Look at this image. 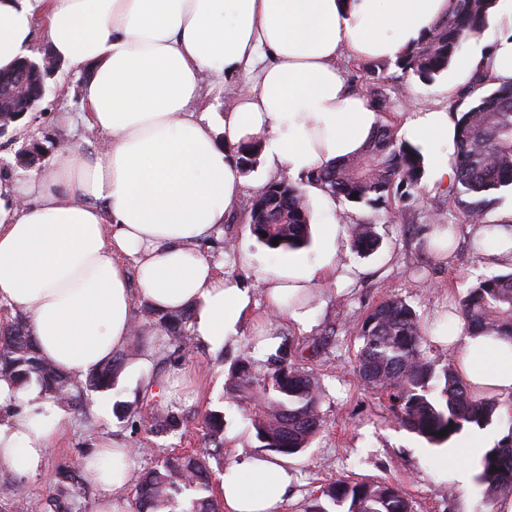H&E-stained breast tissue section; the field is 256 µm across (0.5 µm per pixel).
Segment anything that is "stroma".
<instances>
[{"instance_id": "1", "label": "stroma", "mask_w": 512, "mask_h": 512, "mask_svg": "<svg viewBox=\"0 0 512 512\" xmlns=\"http://www.w3.org/2000/svg\"><path fill=\"white\" fill-rule=\"evenodd\" d=\"M82 72L57 65L46 80V92L36 108L10 124L0 135V173L26 183L32 168L45 169L62 148L75 147L87 153L103 151L106 137L89 129L83 118L80 87ZM237 78L213 79L198 106L208 113L215 131H222L225 112L239 88ZM376 86L385 96L395 120L425 109L449 110L467 92L455 84L452 73L430 82L402 74L389 65L379 71ZM38 146L36 166L24 165L21 155ZM449 182L425 169L417 186L399 206L369 207L341 199H324L307 191L312 223L331 221L347 225L357 221L373 224L381 241L377 250H357L349 237H342L337 262L347 281L320 287L313 302L314 324L304 331L288 325L275 330L293 350L318 345L317 355L305 368L318 381L322 398V426L310 447L287 456L294 482L283 512H307L327 484L339 480L379 481L399 488L409 498L414 512H493L478 481L479 465H472L468 481H460L454 467L441 456L454 452L474 433L464 428L440 445L408 432L398 425L387 400L365 387L355 372L361 345L356 327L375 303L398 297L418 314L422 327L445 324L449 304L455 303L479 279L507 273V266L489 261L472 247L475 227L448 199ZM454 225L457 247L447 260L437 259L423 244L430 225ZM252 255L251 268L241 267L242 252ZM203 252L218 266L220 274L239 278L261 299L257 276L286 261L288 251L272 250L252 235L241 218L227 219ZM134 320L141 329L123 353V364L107 391H92L84 411L64 407L68 431L51 449L42 468L19 478V494L0 497V512H47L46 501L56 492L60 467H80L101 441L116 439L129 450L134 476H141L167 454H186L203 442L206 413L224 415V454L211 461L215 479H222L238 450L256 452L260 443L248 416L229 399L225 390L230 371L241 357H249L255 374L267 372L272 353L257 347L259 329L254 322L240 326L231 341L216 349L189 340L180 350L168 337L158 334L144 305H136ZM156 348L148 364H139L141 350ZM176 415L181 427L175 432H155L161 417Z\"/></svg>"}]
</instances>
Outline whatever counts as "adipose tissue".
Masks as SVG:
<instances>
[{
	"mask_svg": "<svg viewBox=\"0 0 512 512\" xmlns=\"http://www.w3.org/2000/svg\"><path fill=\"white\" fill-rule=\"evenodd\" d=\"M448 11V0H0V70L27 56L44 19L53 56L89 69L81 94L90 129L107 134L103 154L67 149L26 186L0 174V305L28 318L44 360L82 377L134 335L135 303L157 313L192 310L195 339L217 348L247 319L309 328L318 286L340 280V227L323 224V250L264 272L266 300L217 273L200 250L236 211L246 177L232 153L256 141L271 172L302 175L360 154L380 118L349 86L343 57L393 62ZM266 60L256 79L255 56ZM459 83L483 75L512 81V0H496L481 38L453 60ZM242 76L224 139L197 104L205 75ZM439 178L455 172V126L428 109L403 122ZM437 343L466 385L512 412V338L465 332L459 317ZM23 410L0 421V473L35 474L68 428L36 389L0 381V404ZM127 448L104 444L89 462L102 512L129 485ZM287 463L238 452L220 483L224 512H281Z\"/></svg>",
	"mask_w": 512,
	"mask_h": 512,
	"instance_id": "adipose-tissue-1",
	"label": "adipose tissue"
}]
</instances>
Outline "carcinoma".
Returning <instances> with one entry per match:
<instances>
[{
	"instance_id": "obj_1",
	"label": "carcinoma",
	"mask_w": 512,
	"mask_h": 512,
	"mask_svg": "<svg viewBox=\"0 0 512 512\" xmlns=\"http://www.w3.org/2000/svg\"><path fill=\"white\" fill-rule=\"evenodd\" d=\"M448 16L435 23L418 44L406 50L395 66L409 77L430 82L448 71L461 41L480 34L488 22L489 9L496 0H448ZM380 62L362 65L365 92L378 112L387 108L385 100L372 95L371 80ZM46 86L42 70L25 58L8 73H0V87L15 93L0 101V107L22 111L30 106ZM478 78L469 88L470 101L460 99L451 105L456 119L455 177L450 194L465 209L472 224L493 227L487 215L497 203V194L512 190V84L490 90ZM254 142L236 148L235 158L243 170L257 163ZM424 174V157L419 148L401 139L397 128L380 123L368 147L358 156L329 169L312 171L301 183L274 179L243 204L253 234L268 248L299 250L310 243V211L301 185L309 184L323 193L355 204L377 206L404 197ZM357 199H352V196ZM266 236H261V233ZM278 244H273L274 239ZM353 245L374 250L379 244L374 227L367 223L351 225ZM460 313L467 328L484 336L512 337V272L479 280L461 301ZM153 316L158 331L186 345L193 313ZM363 344L356 357V372L369 388L386 396L397 423L430 444H440L467 425L482 428L497 410L494 400L470 390L452 363L436 369L427 359L426 336L415 311L402 299L393 297L377 304L359 328ZM119 369L110 360L86 378L85 387L104 391L112 387ZM0 380L23 388L31 382L40 385L51 400L67 406L82 404L81 387L69 376L45 362L23 319L0 324ZM228 395L242 409L259 408L253 413L256 437L262 447L282 454L304 451L321 426L318 382L304 367L283 352L271 371L257 377L243 358L228 379ZM203 448L191 455H168L143 475L136 486V512H221L214 495L208 459L224 453L221 439L223 414L214 411L206 421ZM447 433L440 437L442 430ZM479 481L488 497L512 493V440L504 439L489 449L481 461ZM87 483L86 477L70 467L57 473V496L51 498L56 512H63L62 495H73ZM348 505L347 512H413L411 501L396 487L382 482L330 484L309 512H331L330 507Z\"/></svg>"
}]
</instances>
